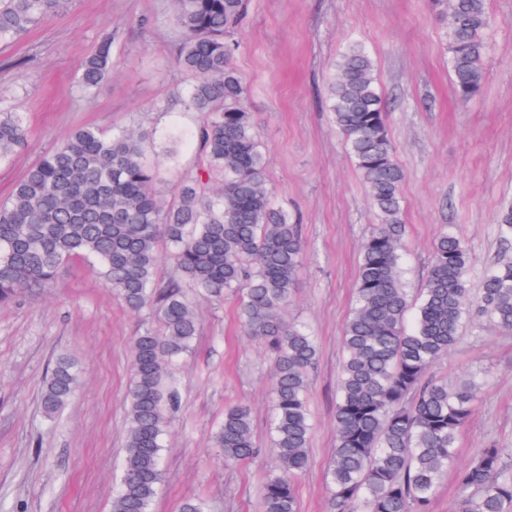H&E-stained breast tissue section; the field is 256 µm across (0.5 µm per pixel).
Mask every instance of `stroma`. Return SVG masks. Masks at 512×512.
Wrapping results in <instances>:
<instances>
[{"label":"stroma","instance_id":"stroma-1","mask_svg":"<svg viewBox=\"0 0 512 512\" xmlns=\"http://www.w3.org/2000/svg\"><path fill=\"white\" fill-rule=\"evenodd\" d=\"M485 82L458 100L448 69L447 19L437 0H250L234 65L266 156L277 206L299 215L305 257L286 312L319 345L308 407L311 464L296 482L299 512H330L325 471L336 446V387L342 336L356 286L359 252L378 219L327 110L339 51L361 40L371 51L387 106L397 162L406 178V279L422 287L442 231L466 242L479 286L501 246L496 218L512 202V0H489ZM112 43V75L93 94L77 83L83 60ZM182 32L171 0H68L20 42L0 45V106L19 112L24 147L0 162V202L58 143L82 126L148 133L149 161L163 187L195 173L200 121L185 100L190 77L178 64ZM237 295L194 298L199 331L170 369L181 408L169 420L163 482L152 512H179L188 499L209 512H255L276 459L268 452L271 361L244 337ZM153 320L129 311L92 267L63 265L52 282L0 307V512H110L124 458L131 341ZM74 357L79 386L53 417L41 391L55 359ZM486 382L459 438L467 464L495 441L512 454V330L466 321L431 373ZM247 404L262 454L228 464L213 445L225 407Z\"/></svg>","mask_w":512,"mask_h":512}]
</instances>
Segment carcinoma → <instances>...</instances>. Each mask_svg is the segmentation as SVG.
<instances>
[{"mask_svg": "<svg viewBox=\"0 0 512 512\" xmlns=\"http://www.w3.org/2000/svg\"><path fill=\"white\" fill-rule=\"evenodd\" d=\"M248 0H175L183 33L179 65L192 77L188 108L202 166L193 177L160 187L144 160V136L80 127L31 167L0 205V306L53 280L71 260L94 267L132 312L161 324L134 337L128 433L112 512H151L163 481V437L181 407L169 366L190 351L198 316L184 289L214 300L245 288L238 320L245 335L270 352L273 367L270 450L278 468L264 481L257 512H298L295 482L310 464L309 375L318 360L315 336L285 318L305 245L301 225L277 207L267 187L266 158L248 88L233 65L230 37ZM63 0H0V44H10L57 13ZM448 54L455 95L469 100L485 79L487 0H448ZM112 70L111 42L85 60L79 84L98 90ZM328 108L367 185L380 224L361 246L355 304L345 325L344 360L336 395V448L327 470L331 512H428L455 461L479 381L454 385L430 375L475 315L512 330V252L504 251L470 296L471 255L458 236L435 241L412 326L402 262L405 225L401 185L374 62L358 41L340 54ZM18 113L0 108V161L27 141ZM500 241L512 246V206L497 216ZM169 249L176 277L156 284ZM79 370L60 356L45 380L41 404L60 411ZM224 462L260 455L251 412L224 411L214 436ZM454 512H512V464L491 443L456 473Z\"/></svg>", "mask_w": 512, "mask_h": 512, "instance_id": "cac0c4a2", "label": "carcinoma"}]
</instances>
